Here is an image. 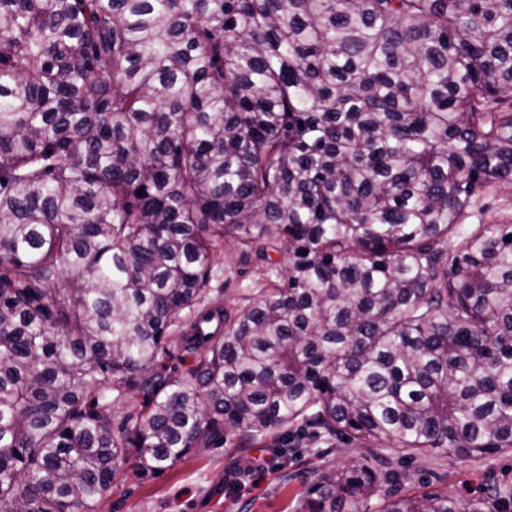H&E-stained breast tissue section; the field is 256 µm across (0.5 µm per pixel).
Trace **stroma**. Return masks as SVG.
Masks as SVG:
<instances>
[{
    "mask_svg": "<svg viewBox=\"0 0 512 512\" xmlns=\"http://www.w3.org/2000/svg\"><path fill=\"white\" fill-rule=\"evenodd\" d=\"M223 255L210 272L209 301L244 303L263 285L266 267L256 256H242L235 243L219 244ZM359 445L298 439L287 457L273 446L195 448L155 476L141 475L134 462L123 464L106 489L98 512H297L309 474L363 456ZM388 467L400 492H448L463 498L485 496L495 485H512V452L476 459L427 452L418 458L388 452Z\"/></svg>",
    "mask_w": 512,
    "mask_h": 512,
    "instance_id": "stroma-1",
    "label": "stroma"
}]
</instances>
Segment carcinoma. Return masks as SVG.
Here are the masks:
<instances>
[{
  "label": "carcinoma",
  "instance_id": "cac0c4a2",
  "mask_svg": "<svg viewBox=\"0 0 512 512\" xmlns=\"http://www.w3.org/2000/svg\"><path fill=\"white\" fill-rule=\"evenodd\" d=\"M506 183L512 0H0V512H97L119 464L234 435L372 449L299 512H368L386 448L512 450V224L467 223ZM226 238L288 255L231 310ZM199 359V351L194 352L184 342H176L169 348V354L159 359V370L164 374L185 373Z\"/></svg>",
  "mask_w": 512,
  "mask_h": 512
}]
</instances>
